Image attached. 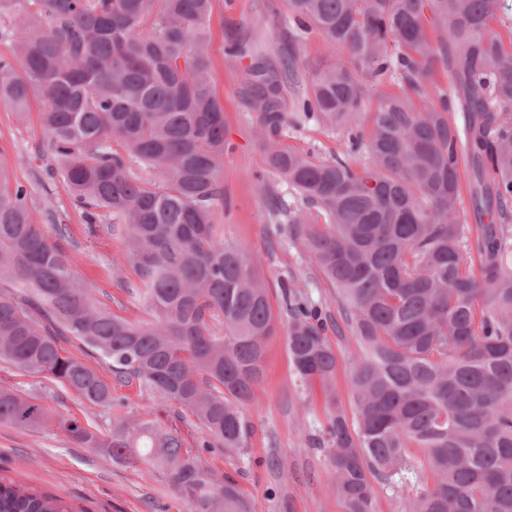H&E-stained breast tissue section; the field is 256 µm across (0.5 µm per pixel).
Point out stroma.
<instances>
[{
    "label": "stroma",
    "instance_id": "obj_1",
    "mask_svg": "<svg viewBox=\"0 0 512 512\" xmlns=\"http://www.w3.org/2000/svg\"><path fill=\"white\" fill-rule=\"evenodd\" d=\"M291 18L287 0H213L209 29L210 84L224 108L225 137L230 145L221 174L223 196L215 200L212 220L225 241L237 244L254 261L265 284L278 334L269 344L265 376L256 399L246 406L252 431L249 454L240 483L253 512H346L336 494L324 451L314 437L326 424L321 386L300 384L288 360V317L282 307V288L295 286L328 314H336V287L310 258L299 237L270 236L269 199L279 194L294 200V193L268 174L258 138L257 114L246 103L243 87L249 59L229 56L227 36L238 32L250 37L271 62H279L288 45H295L306 60L322 61L329 52L319 34L298 33L289 39ZM38 100H31L26 116L0 104V163L10 185H22L36 223L55 215L67 225L71 270L91 284L95 296L114 314L127 320L144 317L141 306L123 290L136 281L132 265L123 259L121 234H89L79 212L60 181L48 180L41 149L46 141L40 125ZM282 139L291 147L328 158L342 149L344 136L336 127L314 118L290 121ZM264 181H257V174ZM337 356L336 393L345 412L353 410L350 376L358 350L350 328L328 329ZM0 387L38 396L53 413L74 416L109 436L112 415L136 418L149 405L136 386L117 387L125 405L118 412L82 404L75 394L38 374L0 362ZM0 480L22 488L55 495L69 512H185L183 498L151 475L143 464L118 465L92 448L71 445L63 433L20 430L0 425Z\"/></svg>",
    "mask_w": 512,
    "mask_h": 512
}]
</instances>
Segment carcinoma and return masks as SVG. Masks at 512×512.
I'll return each instance as SVG.
<instances>
[{
    "mask_svg": "<svg viewBox=\"0 0 512 512\" xmlns=\"http://www.w3.org/2000/svg\"><path fill=\"white\" fill-rule=\"evenodd\" d=\"M211 2L0 0L15 38L13 57L0 56V103L23 114L39 97L47 178L61 179L89 233L125 232L138 282L124 290L151 315L132 322L105 309L70 270L66 225L46 234L0 164V360L110 409L120 400L100 366L160 399L166 418L194 417L199 447L232 457L246 454L243 408L260 389L277 325L251 258L211 220L227 152L224 108L209 85ZM288 7L297 28L345 51L311 65L296 111L349 131L346 150L318 159L281 140L293 49L277 66L238 38L228 49L253 59L248 98L268 170L302 202L289 230L336 285L359 339L350 420L336 398L327 313L283 286L289 361L302 384L323 389L315 445L327 450L336 493L346 512H375L383 483L411 493L408 512H512V41L489 29L502 3ZM393 78L406 92H377ZM374 97L364 144L355 129ZM132 159L159 181L136 178ZM313 212L324 223H308ZM71 338L97 366L62 346ZM157 409L114 417L103 439L35 396L0 389V425L60 429L114 462L141 461L187 512H252L238 480L207 469ZM0 512L69 510L0 481Z\"/></svg>",
    "mask_w": 512,
    "mask_h": 512,
    "instance_id": "cac0c4a2",
    "label": "carcinoma"
}]
</instances>
